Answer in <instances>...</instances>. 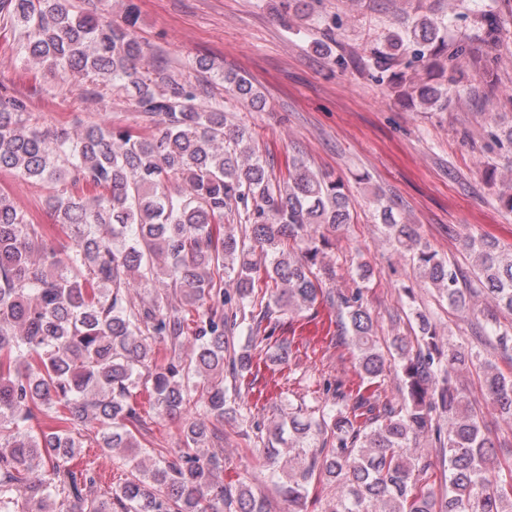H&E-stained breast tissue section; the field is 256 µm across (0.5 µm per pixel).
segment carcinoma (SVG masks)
I'll return each instance as SVG.
<instances>
[{"label": "carcinoma", "instance_id": "cac0c4a2", "mask_svg": "<svg viewBox=\"0 0 512 512\" xmlns=\"http://www.w3.org/2000/svg\"><path fill=\"white\" fill-rule=\"evenodd\" d=\"M124 25L79 13L71 0H0V16L21 31L27 59L65 78L81 74L94 96L126 94L135 120L90 122L78 132L44 131L27 101L0 84V173L46 185L52 224H38L0 188V512H268L244 481L224 484V418L249 422L256 450L278 478L281 494L303 512L309 487H336L322 512H512V460L487 433L482 413L465 395L459 374L478 366L481 397L512 419V371L478 352L445 344L437 324L410 308L416 342L396 335L381 347L363 290L333 296L336 277L323 261L336 232L353 222L343 179L318 175L298 158L278 177L241 126L229 127L224 102L199 103L205 88L192 74L175 79L144 66L147 44L134 28V0H124ZM512 0L469 10L470 34L456 44L426 15L394 30L371 50L378 81L425 110L442 107L447 87L432 80L405 85L399 55L427 61L476 58L499 38ZM213 82L236 102L266 101L244 75L213 70ZM388 238L411 253L413 272L467 309L470 289L455 265L422 241L392 207L381 208ZM244 226L242 236L224 224ZM58 229L71 239L60 255L44 244ZM477 280L512 316V246L467 236ZM260 250L264 267L252 260ZM160 288L136 304V288ZM338 304L340 335L357 349L358 390L342 377L318 383L311 403H288V415L251 420L249 407L224 388V359L236 377L253 375L257 358L275 349L294 358L292 336L275 335L274 313L299 314L318 296ZM250 321L247 344L235 350L229 332ZM481 339L508 348L512 321L485 316ZM189 356L182 355L187 339ZM169 345L157 362L154 345ZM397 361L400 399L380 390ZM146 391L158 418L180 424L184 447L153 448V465L137 454L101 499L102 475L73 465L82 427L96 425L105 452L142 449L137 409ZM425 440L441 451L442 470L417 452Z\"/></svg>", "mask_w": 512, "mask_h": 512}]
</instances>
